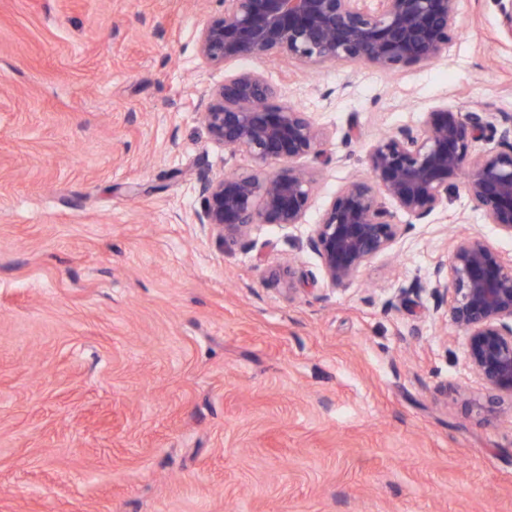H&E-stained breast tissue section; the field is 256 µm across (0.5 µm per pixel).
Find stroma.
Masks as SVG:
<instances>
[{
  "mask_svg": "<svg viewBox=\"0 0 512 512\" xmlns=\"http://www.w3.org/2000/svg\"><path fill=\"white\" fill-rule=\"evenodd\" d=\"M508 1L395 75L266 64L328 161L304 223L225 247L198 177L251 162L197 104L253 63L199 58L220 0H0V512H512V405L430 290L453 232L512 238L456 190L347 287L291 245L378 136L512 115Z\"/></svg>",
  "mask_w": 512,
  "mask_h": 512,
  "instance_id": "obj_1",
  "label": "stroma"
}]
</instances>
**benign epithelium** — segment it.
I'll return each instance as SVG.
<instances>
[{
	"label": "benign epithelium",
	"instance_id": "benign-epithelium-1",
	"mask_svg": "<svg viewBox=\"0 0 512 512\" xmlns=\"http://www.w3.org/2000/svg\"><path fill=\"white\" fill-rule=\"evenodd\" d=\"M458 31L457 0H224L203 25L197 51L211 65L286 58L396 74L443 58ZM280 96L263 71L250 69L211 89L203 106L211 140L252 162L248 172L199 181L195 223L228 247L257 224L303 223L311 203L317 171L297 162L321 158L328 135L307 112L277 102ZM480 140L493 146L472 153ZM365 168L331 199L307 239L335 288L423 223L450 188L463 189L486 223L512 237V117L497 127L482 112L434 108L420 127L377 138ZM389 201L409 223L394 222ZM448 251L432 273L435 309L446 308L465 333L466 363L491 397L512 403V261L469 233L451 236Z\"/></svg>",
	"mask_w": 512,
	"mask_h": 512
}]
</instances>
